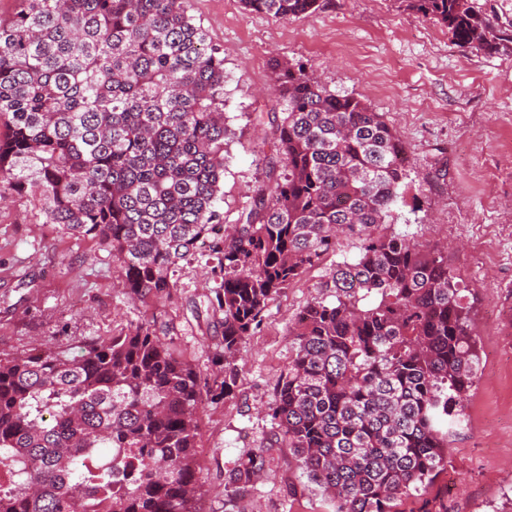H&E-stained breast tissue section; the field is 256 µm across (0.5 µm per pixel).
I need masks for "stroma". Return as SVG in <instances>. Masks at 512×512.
<instances>
[{
  "label": "stroma",
  "mask_w": 512,
  "mask_h": 512,
  "mask_svg": "<svg viewBox=\"0 0 512 512\" xmlns=\"http://www.w3.org/2000/svg\"><path fill=\"white\" fill-rule=\"evenodd\" d=\"M192 13L224 56L225 223H237L265 177L256 115L272 105V58L362 99L405 144L412 200L396 208L391 229L447 241L448 265L474 295L482 358L448 469L425 495H442L448 512H512V39L492 51L457 44L401 0H321L314 14L290 20L248 11L241 0H192ZM336 259L268 305L240 346L232 394L200 408L201 512H333L289 448L275 449L264 478L235 502L224 484L239 456L270 436L263 410L291 355L288 329L300 307L328 297ZM203 272L200 262L180 263L172 299L132 300L109 249L64 234L27 196H11L0 202V356L46 343L76 355L85 341L157 312L171 347L208 377L220 329Z\"/></svg>",
  "instance_id": "1"
}]
</instances>
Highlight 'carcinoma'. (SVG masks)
Instances as JSON below:
<instances>
[{
	"label": "carcinoma",
	"mask_w": 512,
	"mask_h": 512,
	"mask_svg": "<svg viewBox=\"0 0 512 512\" xmlns=\"http://www.w3.org/2000/svg\"><path fill=\"white\" fill-rule=\"evenodd\" d=\"M455 42L508 40L468 0H400ZM288 20L319 0H243ZM191 0H17L0 20V199L30 195L46 224L112 249L131 299L169 298L179 262L206 259L222 328L210 378L143 320L80 354L0 358V512H199L196 417L229 396L239 346L269 302L339 239L336 263L290 331L270 446L231 473L232 500L291 448L333 512H403L448 466L481 355L470 289L446 248L389 231L406 201V147L361 99L273 60L265 180L236 224L224 175V57Z\"/></svg>",
	"instance_id": "carcinoma-1"
}]
</instances>
